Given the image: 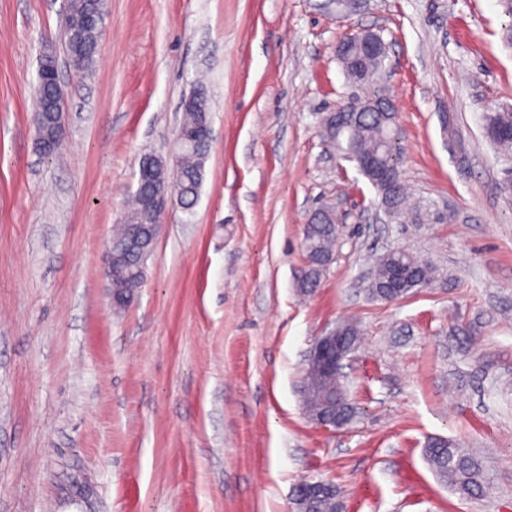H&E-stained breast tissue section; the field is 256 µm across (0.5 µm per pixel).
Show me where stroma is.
Listing matches in <instances>:
<instances>
[{
  "label": "stroma",
  "mask_w": 512,
  "mask_h": 512,
  "mask_svg": "<svg viewBox=\"0 0 512 512\" xmlns=\"http://www.w3.org/2000/svg\"><path fill=\"white\" fill-rule=\"evenodd\" d=\"M67 0H0V512H296L324 480L344 512H512V0H108L91 72L58 54L61 153L35 146L40 55ZM388 44L399 168L417 212L385 215L322 120L359 93L336 45ZM213 140L193 217H165L144 282L114 313L104 257L147 153L174 146L197 87ZM339 219L333 263L296 286L303 229ZM405 249L439 271L369 295ZM354 317L358 414L301 404L307 352ZM482 463L451 491L428 438ZM489 138L504 152L512 150V112L494 114L487 125Z\"/></svg>",
  "instance_id": "stroma-1"
}]
</instances>
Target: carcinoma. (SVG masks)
I'll return each instance as SVG.
<instances>
[{
    "label": "carcinoma",
    "mask_w": 512,
    "mask_h": 512,
    "mask_svg": "<svg viewBox=\"0 0 512 512\" xmlns=\"http://www.w3.org/2000/svg\"><path fill=\"white\" fill-rule=\"evenodd\" d=\"M105 11L106 0H68L63 29L75 39H66L63 47L70 65L79 71H89L95 64L101 39V30L95 19ZM55 63V51L51 48L44 50L38 72L40 98L35 100L34 120L37 145L46 155H53L58 150L52 142L57 138V103L63 98V93L50 81ZM342 65L347 75L358 81L376 78L383 68L379 61L368 63L360 72L346 61ZM209 121V105L207 99L201 96L194 107L183 113L181 127L186 134V146L177 161H149V179L137 183L123 224L112 234V239L123 243V248L112 253V267L119 271V275L112 278V304L116 310L125 308L136 289L141 287L147 261L155 250V241L141 233V228L149 222L147 196L157 185L176 179L181 188V208L184 213L193 215L203 184L208 150L192 138V133ZM487 134L502 151H511L512 112L494 114L487 125ZM392 136L388 123L372 115H365L356 124L337 131L331 129L324 134L342 158L356 163L364 158H372L389 171L390 179L378 184L376 191L382 194L391 212L398 214L407 207V196L401 178L395 174L399 169V157L398 148L390 142ZM337 238L338 227L334 220L321 222L315 219L305 225L303 249L307 255V265L297 281L300 291L309 293L318 287L334 259ZM434 275L435 270L431 265L421 262L406 250H399L379 259L370 294L386 300L390 288L397 284L404 297L431 283ZM346 396L342 379L325 378L312 370L306 371L302 404L310 413L334 412L345 402ZM425 455L435 475L455 491L472 496L483 490L485 476L481 463L452 441L440 438L428 441ZM300 508L303 512H341L342 504L339 493L335 492L307 499L300 503Z\"/></svg>",
    "instance_id": "obj_1"
}]
</instances>
